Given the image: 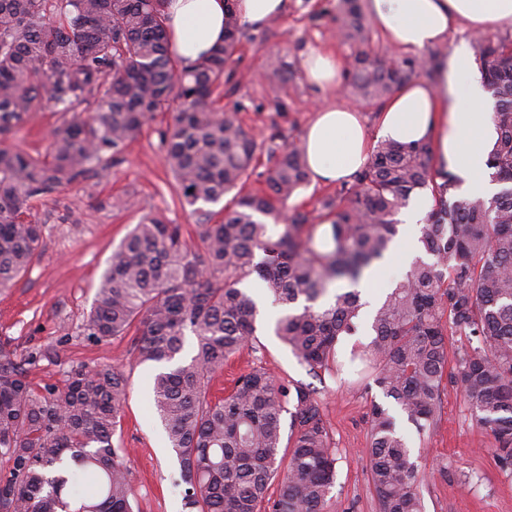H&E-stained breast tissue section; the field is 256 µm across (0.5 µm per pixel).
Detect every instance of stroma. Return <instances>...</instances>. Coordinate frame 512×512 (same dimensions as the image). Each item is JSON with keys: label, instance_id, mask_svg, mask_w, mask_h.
<instances>
[{"label": "stroma", "instance_id": "obj_1", "mask_svg": "<svg viewBox=\"0 0 512 512\" xmlns=\"http://www.w3.org/2000/svg\"><path fill=\"white\" fill-rule=\"evenodd\" d=\"M318 2L288 0L284 15L244 31L238 63L242 80L225 92L222 103L237 110L259 140L277 134L285 142H302L321 101L303 77L302 54L319 49L347 54L325 22L308 21ZM287 66L294 72L292 81L272 78L275 68ZM170 121V114L158 115L131 142L120 163L34 200L44 226L42 251L11 288L0 292L1 347L23 354L53 346L63 360L107 361L127 375V399L113 440L128 450L129 481L140 512H182L179 463L152 406L159 366L142 361L134 336L99 344L83 336L82 326L113 250L143 216L189 230L222 210L218 203L200 211L181 204L161 145ZM60 122L58 112L45 108L18 130L14 142L30 154L45 153ZM258 302L256 335L213 378L212 394L224 396L239 375L260 366L278 378L314 386L336 448L332 496L338 512H378L365 450L371 407L384 398L378 389L360 384L361 364L352 358L370 340L369 311H362L357 335L340 339L331 370L316 376L275 336L281 307L263 295ZM439 406L429 431L420 434L412 425L401 426L424 474L421 493L427 512H512V475L492 455L491 433L477 425L456 385L444 383Z\"/></svg>", "mask_w": 512, "mask_h": 512}]
</instances>
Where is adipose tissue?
<instances>
[{"label": "adipose tissue", "mask_w": 512, "mask_h": 512, "mask_svg": "<svg viewBox=\"0 0 512 512\" xmlns=\"http://www.w3.org/2000/svg\"><path fill=\"white\" fill-rule=\"evenodd\" d=\"M287 0H165L169 51L182 65L198 62L224 40L226 7L240 25L259 27L284 13ZM385 38L394 46L422 49L443 44L459 23L476 32L512 31V0H365ZM461 45L439 58L435 79L402 88L386 104L379 138L401 143L427 141L436 166L452 171L465 193L490 196L486 162L498 133L490 118L493 102ZM306 81L329 91L340 82L342 63L331 50L306 52ZM303 146L313 180L350 176L368 158L369 145L356 109L336 104L316 108Z\"/></svg>", "instance_id": "obj_1"}]
</instances>
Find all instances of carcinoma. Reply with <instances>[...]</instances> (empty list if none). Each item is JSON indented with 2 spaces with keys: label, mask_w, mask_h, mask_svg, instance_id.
Instances as JSON below:
<instances>
[{
  "label": "carcinoma",
  "mask_w": 512,
  "mask_h": 512,
  "mask_svg": "<svg viewBox=\"0 0 512 512\" xmlns=\"http://www.w3.org/2000/svg\"><path fill=\"white\" fill-rule=\"evenodd\" d=\"M328 15L346 57V90L382 105L406 83L434 79L427 56L384 59L370 48L361 0H336ZM242 29L227 8L224 43L188 69L166 46L162 0H0V288L30 265L44 240L32 200L117 163L156 114L179 101L162 145L180 201L189 207L232 194L195 244L180 224L145 218L112 252L84 324L108 342L134 333L153 378V408L175 452L184 512H333L336 457L316 390L264 368L223 398L212 376L255 335L257 276L285 309L275 333L312 373L330 369L340 337L356 332L354 288L384 260L395 219L419 191L431 197L421 255L376 309L359 355L376 387L419 432L433 425L444 378L458 383L492 453L512 474V36L476 39L475 62L494 100L499 138L488 159L491 197L459 192L428 143L379 140L367 165L308 210L287 202L310 181L303 148H268L266 188L245 190L257 141L237 111L219 105L239 76ZM94 111L84 114L88 102ZM53 104L63 120L47 153L10 143L31 114ZM333 217L331 242L316 228ZM283 223L274 237L264 219ZM188 361L176 358L187 335ZM477 344L449 356L448 337ZM62 379L36 382L42 361ZM128 379L110 363L65 362L53 347L20 357L0 347V512H136L126 451L113 444ZM289 423H283V416ZM379 512H425L423 476L388 409H371L366 449ZM278 482L277 495L269 493Z\"/></svg>",
  "instance_id": "1"
}]
</instances>
